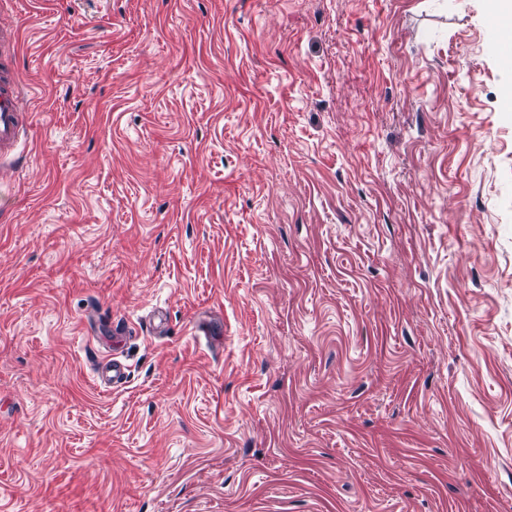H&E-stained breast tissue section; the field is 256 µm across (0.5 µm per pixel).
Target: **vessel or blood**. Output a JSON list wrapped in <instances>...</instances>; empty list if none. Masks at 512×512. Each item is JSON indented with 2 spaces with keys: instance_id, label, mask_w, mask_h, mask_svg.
<instances>
[{
  "instance_id": "obj_1",
  "label": "vessel or blood",
  "mask_w": 512,
  "mask_h": 512,
  "mask_svg": "<svg viewBox=\"0 0 512 512\" xmlns=\"http://www.w3.org/2000/svg\"><path fill=\"white\" fill-rule=\"evenodd\" d=\"M17 41L15 31L0 30V163L14 153L25 123V114L19 105L21 79L12 62ZM127 377V365L113 358L102 364L96 374V381L103 388L116 389L126 383Z\"/></svg>"
}]
</instances>
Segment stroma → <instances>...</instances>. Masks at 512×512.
<instances>
[{
	"label": "stroma",
	"mask_w": 512,
	"mask_h": 512,
	"mask_svg": "<svg viewBox=\"0 0 512 512\" xmlns=\"http://www.w3.org/2000/svg\"><path fill=\"white\" fill-rule=\"evenodd\" d=\"M488 14L0 0V512H512ZM18 37L14 30H0V163L14 153L25 123V114L20 110L19 100L22 84L13 67L12 58ZM128 377V367L117 359H109L98 368L96 381L99 386L105 389H117L123 386Z\"/></svg>",
	"instance_id": "stroma-1"
}]
</instances>
